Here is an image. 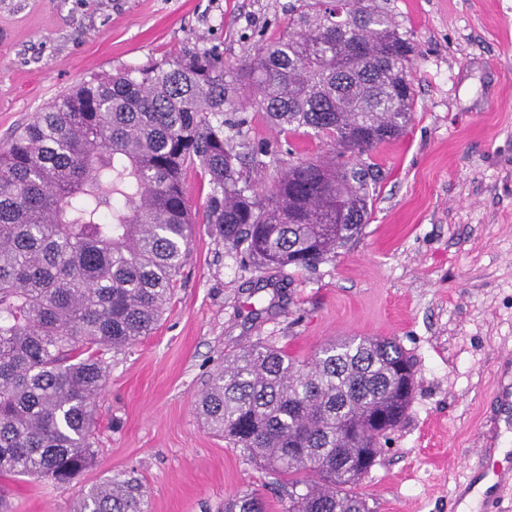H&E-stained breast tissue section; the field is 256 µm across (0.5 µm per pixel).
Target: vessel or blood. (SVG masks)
<instances>
[{
    "mask_svg": "<svg viewBox=\"0 0 512 512\" xmlns=\"http://www.w3.org/2000/svg\"><path fill=\"white\" fill-rule=\"evenodd\" d=\"M512 487V450L471 470L455 498L456 512H496L506 487Z\"/></svg>",
    "mask_w": 512,
    "mask_h": 512,
    "instance_id": "vessel-or-blood-1",
    "label": "vessel or blood"
}]
</instances>
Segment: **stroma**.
Listing matches in <instances>:
<instances>
[{
  "label": "stroma",
  "mask_w": 512,
  "mask_h": 512,
  "mask_svg": "<svg viewBox=\"0 0 512 512\" xmlns=\"http://www.w3.org/2000/svg\"><path fill=\"white\" fill-rule=\"evenodd\" d=\"M297 0H0V149L65 91L102 72L186 51L252 58ZM413 40L416 100L396 140L373 153L377 186L361 235L312 271H266L216 244L209 185L186 192L197 224L157 330L106 357L95 462L67 486L0 477L9 512H72L108 471L140 478L149 512H217L257 493L288 512L274 475L208 430L193 400L225 356L258 342L310 358L346 336L395 339L415 391L359 490L372 512H450L495 431L500 363L512 355V0H388ZM231 145L301 156L325 141L285 138L243 106Z\"/></svg>",
  "instance_id": "35a3bbf8"
}]
</instances>
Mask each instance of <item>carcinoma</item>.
<instances>
[{
  "instance_id": "cac0c4a2",
  "label": "carcinoma",
  "mask_w": 512,
  "mask_h": 512,
  "mask_svg": "<svg viewBox=\"0 0 512 512\" xmlns=\"http://www.w3.org/2000/svg\"><path fill=\"white\" fill-rule=\"evenodd\" d=\"M413 42L382 0H299L288 31L248 62L204 50L80 84L0 151V477L74 481L95 459L105 355L161 322L194 221L183 175L209 176L217 243L266 270L316 267L361 233L375 191L358 160L413 112ZM279 131L327 140L255 191L268 151L224 140L240 96ZM413 363L394 339L353 336L299 360L270 344L224 358L196 395L200 419L288 485V512H371L356 491L379 427L406 416ZM313 472L317 479L310 480ZM257 494L221 512H267ZM76 512H148L117 471Z\"/></svg>"
}]
</instances>
